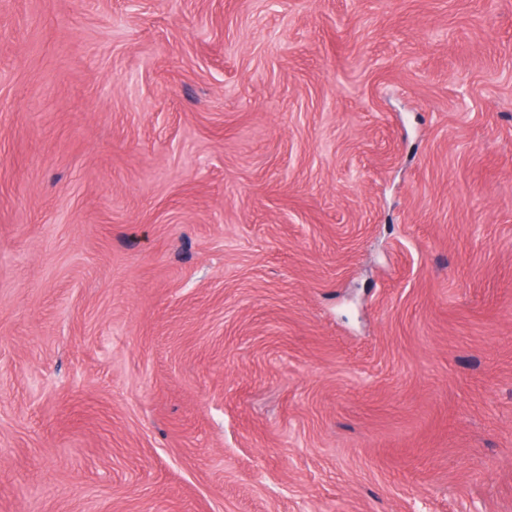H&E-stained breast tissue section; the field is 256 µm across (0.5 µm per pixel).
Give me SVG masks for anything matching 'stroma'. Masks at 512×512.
Wrapping results in <instances>:
<instances>
[{
  "instance_id": "1",
  "label": "stroma",
  "mask_w": 512,
  "mask_h": 512,
  "mask_svg": "<svg viewBox=\"0 0 512 512\" xmlns=\"http://www.w3.org/2000/svg\"><path fill=\"white\" fill-rule=\"evenodd\" d=\"M0 512H512V0H0Z\"/></svg>"
}]
</instances>
